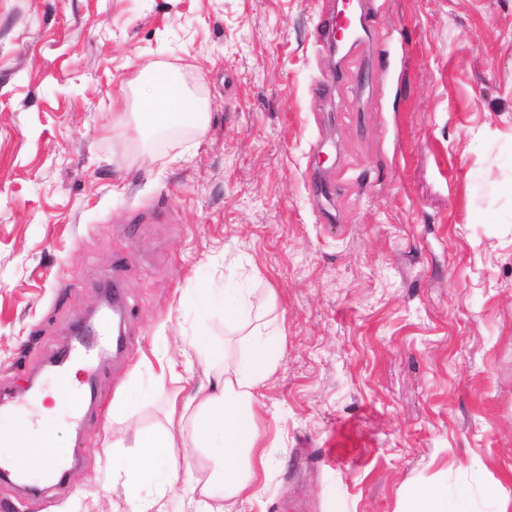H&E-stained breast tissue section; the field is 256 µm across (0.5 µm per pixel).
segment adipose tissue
Wrapping results in <instances>:
<instances>
[{
    "mask_svg": "<svg viewBox=\"0 0 512 512\" xmlns=\"http://www.w3.org/2000/svg\"><path fill=\"white\" fill-rule=\"evenodd\" d=\"M143 85L142 110L137 131L143 144H150L162 131L179 127L204 133L210 114L205 99L191 90L177 69L151 63L139 74ZM224 321L236 327L242 349L248 351L247 366L212 367L210 343L194 336L189 346L197 357L207 360L206 382L187 398L171 397L166 402V423L154 429H135L133 451L112 464V482L122 487L134 512H166V495L182 486L192 512H224L235 505L246 512L258 495L257 485L266 473L270 456L260 423L256 389L275 371L285 340L282 326L250 314L245 298L225 295ZM49 407H41L37 419L20 421L18 427L0 432V460L12 464L26 461L16 451L15 441L23 435L44 437V452L54 464L42 471L43 478L56 476L64 457L47 421ZM204 454L212 463L207 476H197L192 460Z\"/></svg>",
    "mask_w": 512,
    "mask_h": 512,
    "instance_id": "adipose-tissue-1",
    "label": "adipose tissue"
}]
</instances>
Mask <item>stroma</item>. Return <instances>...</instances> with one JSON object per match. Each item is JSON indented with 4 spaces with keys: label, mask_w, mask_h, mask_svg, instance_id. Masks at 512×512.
I'll return each instance as SVG.
<instances>
[{
    "label": "stroma",
    "mask_w": 512,
    "mask_h": 512,
    "mask_svg": "<svg viewBox=\"0 0 512 512\" xmlns=\"http://www.w3.org/2000/svg\"><path fill=\"white\" fill-rule=\"evenodd\" d=\"M327 6L0 0V386L36 410L115 278L129 339L71 367L95 398L49 422L66 481L0 480V512H132L116 447L181 388L157 357L224 343L204 288L286 332L250 512H399L421 489L512 512V0H384L331 99ZM153 62L211 122L146 161L130 83Z\"/></svg>",
    "instance_id": "35a3bbf8"
}]
</instances>
